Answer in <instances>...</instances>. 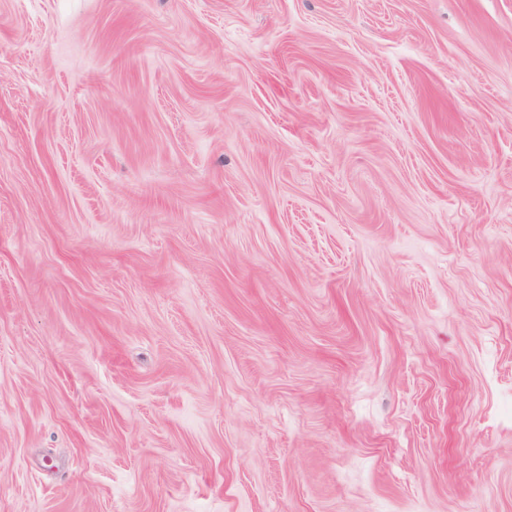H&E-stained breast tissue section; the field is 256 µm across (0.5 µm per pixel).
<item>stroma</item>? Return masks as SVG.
<instances>
[{"instance_id": "35a3bbf8", "label": "stroma", "mask_w": 512, "mask_h": 512, "mask_svg": "<svg viewBox=\"0 0 512 512\" xmlns=\"http://www.w3.org/2000/svg\"><path fill=\"white\" fill-rule=\"evenodd\" d=\"M0 512H512V0H0Z\"/></svg>"}]
</instances>
